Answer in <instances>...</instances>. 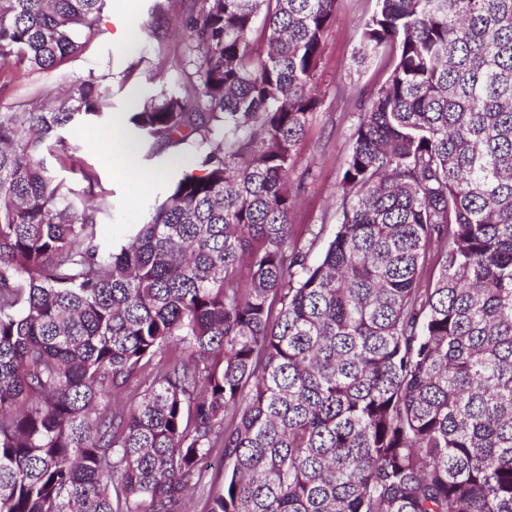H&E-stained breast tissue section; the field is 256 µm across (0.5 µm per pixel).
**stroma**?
<instances>
[{
	"instance_id": "stroma-1",
	"label": "stroma",
	"mask_w": 512,
	"mask_h": 512,
	"mask_svg": "<svg viewBox=\"0 0 512 512\" xmlns=\"http://www.w3.org/2000/svg\"><path fill=\"white\" fill-rule=\"evenodd\" d=\"M186 0H105L99 28L85 52L61 69L30 76L26 85L0 92V109L9 110L28 95L66 82L97 77L112 90L109 111L125 116L133 101L153 95L159 88H175L177 66L186 51V39L175 33ZM377 6L376 0H336L335 20L325 34L316 80L319 104L312 112L306 137L299 144L288 181L297 194L291 214L293 235L310 244L313 225L323 232L311 244L310 259H317L336 230L341 197L338 183L351 150V135L358 124L357 99L369 97L385 82L391 69L389 54L382 53L364 65L354 61L364 23ZM136 22L126 37H118L117 22L125 13ZM112 138L111 124H88L71 130L69 139L80 145L75 167L64 176L76 190L86 183L80 169L93 166L111 206V217L100 227L104 243L119 244L133 235L137 224L183 175L172 147H139L142 169L156 172L153 180L117 176L105 157Z\"/></svg>"
}]
</instances>
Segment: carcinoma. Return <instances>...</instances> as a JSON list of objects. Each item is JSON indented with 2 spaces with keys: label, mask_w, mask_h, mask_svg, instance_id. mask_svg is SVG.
<instances>
[{
  "label": "carcinoma",
  "mask_w": 512,
  "mask_h": 512,
  "mask_svg": "<svg viewBox=\"0 0 512 512\" xmlns=\"http://www.w3.org/2000/svg\"><path fill=\"white\" fill-rule=\"evenodd\" d=\"M104 2L0 0L3 85ZM377 2L358 57L395 64L313 263L287 175L336 0H191L129 117L191 170L115 248L56 170L110 89L0 112V512H186L216 448L208 512H512V0Z\"/></svg>",
  "instance_id": "cac0c4a2"
}]
</instances>
